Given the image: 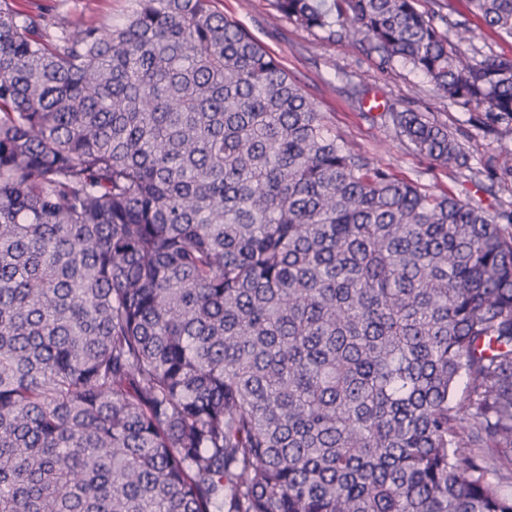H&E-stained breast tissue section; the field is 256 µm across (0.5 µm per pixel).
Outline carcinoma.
Here are the masks:
<instances>
[{
	"mask_svg": "<svg viewBox=\"0 0 512 512\" xmlns=\"http://www.w3.org/2000/svg\"><path fill=\"white\" fill-rule=\"evenodd\" d=\"M417 4L273 0L512 122V56ZM0 512H512V211L348 148L212 0L0 4ZM15 11L78 23L92 18L107 24L122 22L135 0H9Z\"/></svg>",
	"mask_w": 512,
	"mask_h": 512,
	"instance_id": "carcinoma-1",
	"label": "carcinoma"
}]
</instances>
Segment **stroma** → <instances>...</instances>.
Returning a JSON list of instances; mask_svg holds the SVG:
<instances>
[{
    "label": "stroma",
    "mask_w": 512,
    "mask_h": 512,
    "mask_svg": "<svg viewBox=\"0 0 512 512\" xmlns=\"http://www.w3.org/2000/svg\"><path fill=\"white\" fill-rule=\"evenodd\" d=\"M272 0H215L216 10L238 22L287 71L314 101L337 137L367 160L389 167L399 178L436 194H451L483 206L512 209V192L501 188L496 175L512 155V122L489 123L485 113L471 112L437 96L420 73L401 62L380 64L362 47L321 32H309L287 19H272ZM12 9L50 19L78 23L92 18L107 24L122 22L135 0H9ZM420 10L466 17L471 43L463 51L475 59L512 55V38L488 29L472 14L467 0H420ZM423 113L447 125L470 157V170L440 166L417 153L381 119L379 105Z\"/></svg>",
    "instance_id": "obj_1"
}]
</instances>
